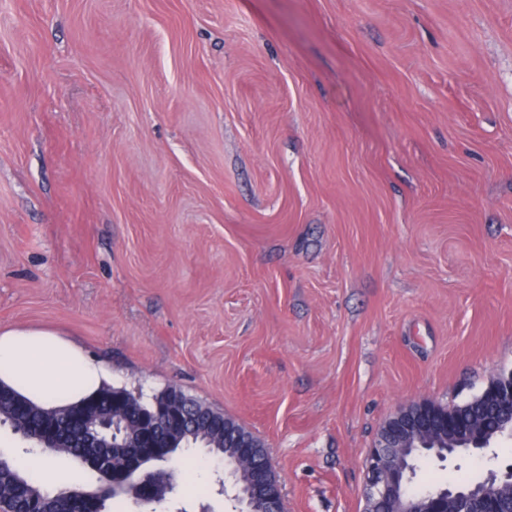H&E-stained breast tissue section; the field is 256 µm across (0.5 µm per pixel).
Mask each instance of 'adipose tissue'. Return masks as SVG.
I'll use <instances>...</instances> for the list:
<instances>
[{"label":"adipose tissue","mask_w":512,"mask_h":512,"mask_svg":"<svg viewBox=\"0 0 512 512\" xmlns=\"http://www.w3.org/2000/svg\"><path fill=\"white\" fill-rule=\"evenodd\" d=\"M104 371L56 331L35 327L0 330V383L21 396L58 408L95 393Z\"/></svg>","instance_id":"1"}]
</instances>
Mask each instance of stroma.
Wrapping results in <instances>:
<instances>
[{
  "label": "stroma",
  "mask_w": 512,
  "mask_h": 512,
  "mask_svg": "<svg viewBox=\"0 0 512 512\" xmlns=\"http://www.w3.org/2000/svg\"><path fill=\"white\" fill-rule=\"evenodd\" d=\"M18 326L223 411L287 512H363L387 419L512 369V0H0ZM201 457L162 512H232Z\"/></svg>",
  "instance_id": "35a3bbf8"
}]
</instances>
